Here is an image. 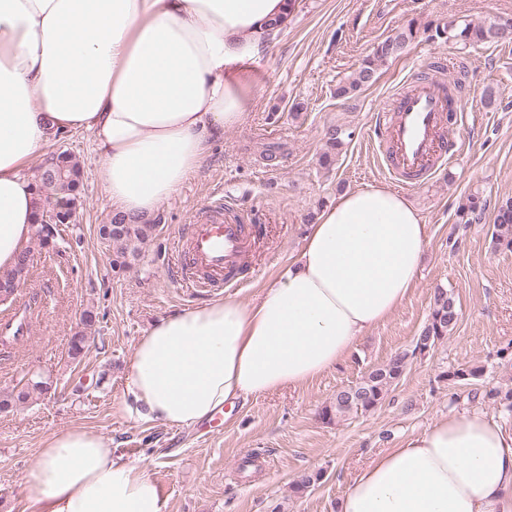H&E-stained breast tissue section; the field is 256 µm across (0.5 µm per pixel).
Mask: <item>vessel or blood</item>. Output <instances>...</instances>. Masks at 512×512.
I'll return each instance as SVG.
<instances>
[{
	"label": "vessel or blood",
	"mask_w": 512,
	"mask_h": 512,
	"mask_svg": "<svg viewBox=\"0 0 512 512\" xmlns=\"http://www.w3.org/2000/svg\"><path fill=\"white\" fill-rule=\"evenodd\" d=\"M444 69L441 63L428 68L373 115L386 169L408 186L427 180L440 162L460 154L457 140L445 134L448 124L458 121L461 103L447 96ZM257 235L256 225L233 206L206 199L173 238L172 275L193 294L237 287L250 268L249 246Z\"/></svg>",
	"instance_id": "obj_1"
}]
</instances>
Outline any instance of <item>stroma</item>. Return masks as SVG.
Instances as JSON below:
<instances>
[{"instance_id":"obj_1","label":"stroma","mask_w":512,"mask_h":512,"mask_svg":"<svg viewBox=\"0 0 512 512\" xmlns=\"http://www.w3.org/2000/svg\"><path fill=\"white\" fill-rule=\"evenodd\" d=\"M495 16L512 17V0H301L287 28L245 67L255 102L242 125L213 143L198 172L161 205L154 230L123 253L98 233L112 210L96 176L91 134L69 133L47 147L50 155H75L81 194L57 247L35 252L21 287L0 301V325L24 323L17 343H0V394L21 389L34 374L53 383L51 393H33L0 413V512H40L26 495V475L45 442L70 427L99 433L121 461L146 464L167 512H339L345 488L370 459L439 417L478 411L512 427L501 399L512 390V248L492 242L494 208L512 198V40L462 50L431 31L451 19ZM412 19L420 31L405 51L380 65L371 86L337 97V86L376 43ZM444 57L466 70L455 130L464 152L428 182L400 189L429 238L408 299L335 369L237 403L221 433L129 417L121 401L139 337L158 318L209 301L170 275L175 231L215 189L236 196L263 237L250 255L258 276L232 296L256 299L298 257L309 226L337 197L366 184L390 185L373 149L372 115L418 76L423 59ZM486 89L494 104L481 103ZM332 126L349 137L330 152L325 132ZM474 192L486 201L484 217L459 223L458 206ZM440 288L456 301L453 331L411 359L377 408L324 420L338 391L412 349ZM87 310L96 322L74 360L69 341ZM460 368L480 374L453 379ZM304 474L316 482L293 492Z\"/></svg>"}]
</instances>
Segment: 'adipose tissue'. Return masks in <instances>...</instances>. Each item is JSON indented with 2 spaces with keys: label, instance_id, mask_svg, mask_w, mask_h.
I'll return each mask as SVG.
<instances>
[{
  "label": "adipose tissue",
  "instance_id": "ef3b65f1",
  "mask_svg": "<svg viewBox=\"0 0 512 512\" xmlns=\"http://www.w3.org/2000/svg\"><path fill=\"white\" fill-rule=\"evenodd\" d=\"M287 0H0V272L36 222L28 168L58 136L90 132L113 213L140 222L242 124L244 65ZM427 226L386 186L342 194L258 301L216 299L138 340L122 401L175 427L336 367L414 288ZM42 512H165L146 468L102 436L54 433L26 477ZM340 512H512V429L481 412L437 419L371 459Z\"/></svg>",
  "mask_w": 512,
  "mask_h": 512
}]
</instances>
